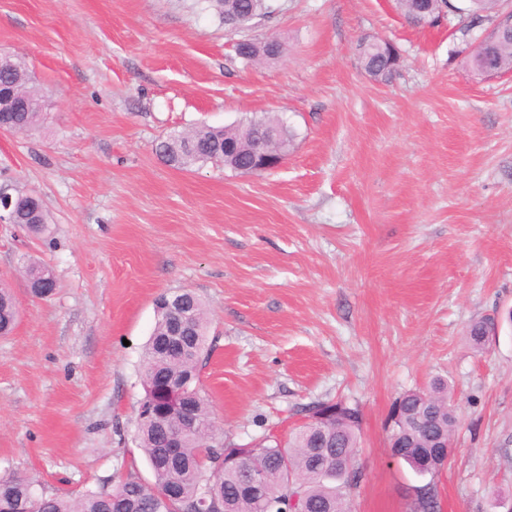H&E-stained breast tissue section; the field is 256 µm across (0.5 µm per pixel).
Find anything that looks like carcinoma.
Returning a JSON list of instances; mask_svg holds the SVG:
<instances>
[{
    "label": "carcinoma",
    "mask_w": 512,
    "mask_h": 512,
    "mask_svg": "<svg viewBox=\"0 0 512 512\" xmlns=\"http://www.w3.org/2000/svg\"><path fill=\"white\" fill-rule=\"evenodd\" d=\"M458 7L449 0H397L405 18L418 14L421 5L430 13H445L457 19L462 37L498 19L500 0H468ZM500 74L512 72V39L503 35L492 47ZM358 55L363 70L374 80L387 83L399 63L391 57L387 42L362 40ZM11 77L17 89L33 103V108L0 115V123L14 132H26L38 126L44 99L29 84V68L24 60L14 59ZM256 123L273 129L276 138L271 149L286 155L293 133L284 122L267 115L250 118L233 127L198 126L190 131L171 134L156 145V153L177 169H189L210 161H221L233 170L250 165L253 144L243 137L247 126ZM13 222L30 232L46 230L47 218L42 202L22 196L15 205ZM26 276L46 288H33L31 294L45 298L55 284L44 265L31 263ZM186 306L185 323L191 327L190 342L174 350L169 346L171 321L165 310L156 313V322L146 342L142 359L144 397L136 420V442L145 455L153 481L144 482L128 474L116 483L104 482L76 496L50 493L39 488L31 477L8 474L0 476V506L10 512H291L289 499L299 496L309 512H351V498L361 482L356 464L362 416L360 408L342 402H318L315 408L341 409V415L327 421H307L291 432L284 443L264 440L260 446L244 451L215 443L211 409L202 394L199 365L209 355L207 330L209 320L203 302L191 291L182 292ZM19 316L9 289L0 287V332L6 334ZM493 321L472 323L469 338L482 349ZM187 398L197 427L183 428L181 416L168 403L166 387ZM392 416L399 438L409 445L401 453L419 477L427 479L418 496L411 500L409 512H439L438 485L435 482L443 458L430 455V441L438 436L452 439L458 426V412L451 389L443 379L432 381L426 389L410 390L396 401ZM178 442L177 453L169 452L171 440ZM266 486L278 487L290 482L288 492L272 500L254 489V475Z\"/></svg>",
    "instance_id": "obj_1"
}]
</instances>
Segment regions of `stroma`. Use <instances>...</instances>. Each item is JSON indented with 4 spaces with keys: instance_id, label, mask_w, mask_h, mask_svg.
<instances>
[{
    "instance_id": "obj_1",
    "label": "stroma",
    "mask_w": 512,
    "mask_h": 512,
    "mask_svg": "<svg viewBox=\"0 0 512 512\" xmlns=\"http://www.w3.org/2000/svg\"><path fill=\"white\" fill-rule=\"evenodd\" d=\"M225 30L198 0H0V53L49 104L0 131V188L37 194L44 234L0 221V475L75 494L152 473L135 439L155 298L190 290L210 317L201 387L217 435L287 437L317 401L362 411L353 512H407L419 478L392 456L396 399L441 377L459 424L441 512H501L512 491V74L470 77L473 42L416 27L396 0H269ZM243 37L281 55L246 61ZM398 49L383 84L357 45ZM275 115L283 163L188 171L161 137ZM49 267L32 298L25 267ZM503 321L485 349L468 330ZM25 273H26V276L29 279L33 280L34 282L48 283V285L51 287V288H30V290H31L30 293L33 296L38 297V298H45L50 293H52V291H53L52 286L55 284V279H54V276H53L51 270H49V268H47L44 265L38 264V263H31L26 267ZM19 316L16 302L8 288L0 287V330L9 333L15 326Z\"/></svg>"
}]
</instances>
